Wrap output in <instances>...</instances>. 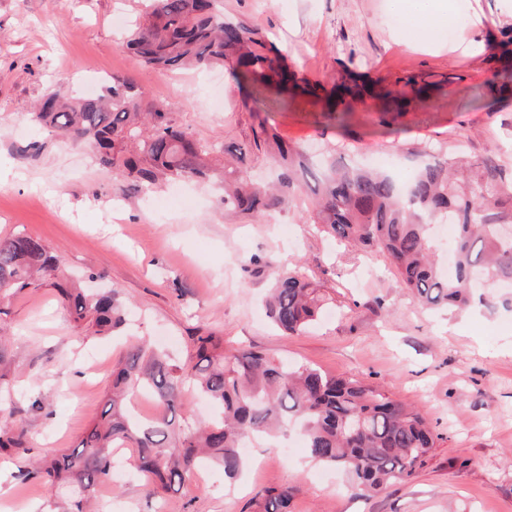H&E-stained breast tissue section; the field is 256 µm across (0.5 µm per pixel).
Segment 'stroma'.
<instances>
[{
	"mask_svg": "<svg viewBox=\"0 0 512 512\" xmlns=\"http://www.w3.org/2000/svg\"><path fill=\"white\" fill-rule=\"evenodd\" d=\"M450 0L452 36L436 46L408 44L403 15L388 0H224V12L274 38L298 76L325 82L343 63L369 79L419 75L426 94L380 125L381 100L355 105L348 127L327 118L302 93L271 112L288 143L315 150L324 138L351 144L371 162L378 145L409 175L408 147L460 143L494 155L512 177V98L491 84L492 50L449 51L472 27L476 5ZM143 0H0V235L25 232L46 241L59 272L102 271L126 322L106 336L78 334L51 285L15 299L0 317L15 369V424L32 448L73 449L105 403L112 365L130 337L165 338L185 361L194 337L225 348H252L287 364L362 380L422 413L435 446L415 478L370 498L352 496L344 474L312 461L298 434L292 451L256 442L237 477L197 473L171 496L148 497L133 466L98 495L101 512H258L264 490H295L292 512H512V311H439L419 302L375 249L352 250L284 209L259 223L225 209L220 184L173 182L150 193L130 190L30 119L48 89L81 91L101 73L146 87L155 105L216 147L238 142L251 120L243 94L224 69L159 71L138 64L122 45L116 16L142 17ZM40 153H28L31 142ZM324 272L329 303L297 336L280 334L261 299L296 262ZM37 400L46 409L34 408ZM25 456L0 457V512L46 503L45 489L22 482Z\"/></svg>",
	"mask_w": 512,
	"mask_h": 512,
	"instance_id": "35a3bbf8",
	"label": "stroma"
}]
</instances>
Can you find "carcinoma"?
<instances>
[{
    "label": "carcinoma",
    "instance_id": "1",
    "mask_svg": "<svg viewBox=\"0 0 512 512\" xmlns=\"http://www.w3.org/2000/svg\"><path fill=\"white\" fill-rule=\"evenodd\" d=\"M144 24L127 37L128 52L159 70L222 66L240 84H252L243 101L252 119L251 134L231 143L224 153L239 166L224 167V208L264 220L298 199L296 181L313 180L310 204L300 219L352 247L376 248L394 267L410 294L430 307L470 308L473 288L512 283V180L491 159L461 154L452 159L433 143L415 149L422 163L414 176L400 182L381 169L336 165L334 152L313 159L283 141L268 117L249 106L269 109L287 101L288 84L319 96L321 83L299 85L283 63L281 50L267 36L224 15V0H144ZM349 69L334 84L352 95L341 101L334 119L343 125L354 111ZM379 85V94L403 109L424 93L414 75L396 88ZM143 87L112 77L106 93L67 102L47 92L32 121L66 139L75 148L92 147L101 169L145 191L178 178H207L205 157L214 148L178 126L161 106L145 105ZM273 161L277 182L258 187L242 168L248 158ZM447 220L457 226L451 243L455 275L442 274L440 246L432 226ZM58 258L40 238L18 233L0 236V314L13 299L35 291L48 280L66 304L76 327L104 335L125 321L112 292L92 293L58 279ZM324 281L298 264L279 275L266 301L273 324L295 335L322 312ZM485 309L512 310L509 293L482 294ZM134 396L154 400L163 412L141 419L129 407ZM202 397L221 413L201 425L179 412L193 397ZM297 429L309 457L343 471L348 490L372 496L394 482L416 476L435 447V436L416 411L395 402L357 379H336L305 366H290L247 348L224 352L211 335L195 339L188 361L177 363L143 343L131 344L112 370L105 409L71 451L56 450L30 459L22 471L49 495V512H91L99 488L111 481L116 448L136 449V469L150 496L178 491L195 470L211 462L233 478L242 465L244 438L272 430ZM0 451L31 454L23 429L0 428ZM291 488L267 489L261 512H291Z\"/></svg>",
    "mask_w": 512,
    "mask_h": 512
}]
</instances>
